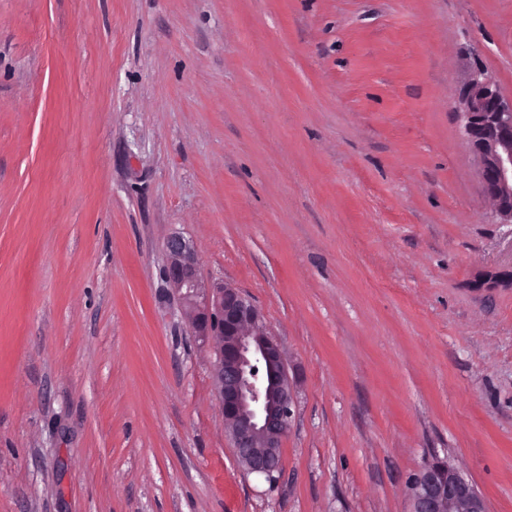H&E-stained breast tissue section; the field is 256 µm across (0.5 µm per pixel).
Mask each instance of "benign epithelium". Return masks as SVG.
<instances>
[{
  "mask_svg": "<svg viewBox=\"0 0 512 512\" xmlns=\"http://www.w3.org/2000/svg\"><path fill=\"white\" fill-rule=\"evenodd\" d=\"M457 116L491 215L512 224V97L477 69L460 90ZM164 251V279L184 323L203 342H213V386L237 462L249 474L282 473L295 391L281 345L248 295L200 275L198 253L182 235L170 234ZM410 506L411 512H488L472 482L439 459L425 463L413 478Z\"/></svg>",
  "mask_w": 512,
  "mask_h": 512,
  "instance_id": "1",
  "label": "benign epithelium"
}]
</instances>
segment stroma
<instances>
[{
	"instance_id": "1",
	"label": "stroma",
	"mask_w": 512,
	"mask_h": 512,
	"mask_svg": "<svg viewBox=\"0 0 512 512\" xmlns=\"http://www.w3.org/2000/svg\"><path fill=\"white\" fill-rule=\"evenodd\" d=\"M512 0H0V512H512V224L457 98ZM260 310L277 483L224 434L163 244ZM411 512H488L483 495L445 460L424 464L410 484Z\"/></svg>"
}]
</instances>
